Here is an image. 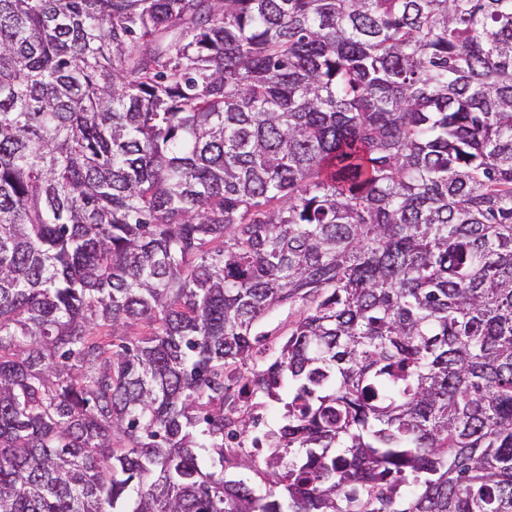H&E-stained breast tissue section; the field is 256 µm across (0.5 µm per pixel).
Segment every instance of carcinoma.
Masks as SVG:
<instances>
[{"label": "carcinoma", "instance_id": "obj_1", "mask_svg": "<svg viewBox=\"0 0 512 512\" xmlns=\"http://www.w3.org/2000/svg\"><path fill=\"white\" fill-rule=\"evenodd\" d=\"M0 512H512V0H0ZM298 305H283L276 310L267 314L264 319V330L268 331L270 336L267 340L262 342L260 348L264 351L263 357L268 359L271 357L275 347L280 342V335H282L288 328V322L293 318V313L297 309Z\"/></svg>", "mask_w": 512, "mask_h": 512}]
</instances>
